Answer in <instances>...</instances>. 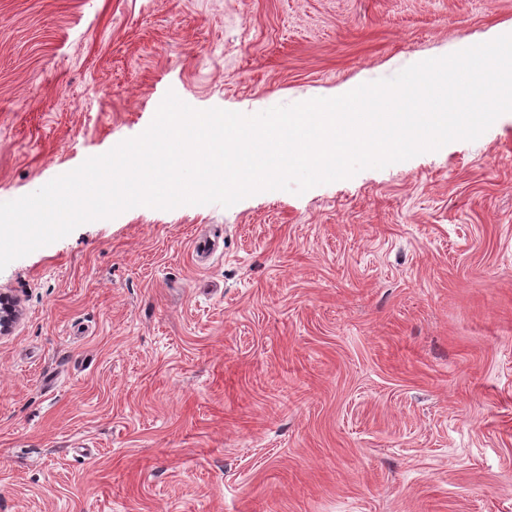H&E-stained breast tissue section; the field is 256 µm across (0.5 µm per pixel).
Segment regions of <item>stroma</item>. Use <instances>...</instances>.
<instances>
[{"instance_id": "obj_1", "label": "stroma", "mask_w": 512, "mask_h": 512, "mask_svg": "<svg viewBox=\"0 0 512 512\" xmlns=\"http://www.w3.org/2000/svg\"><path fill=\"white\" fill-rule=\"evenodd\" d=\"M511 26L512 0H0V202L167 92L262 112ZM0 292V512H512V113L300 195L83 224Z\"/></svg>"}]
</instances>
